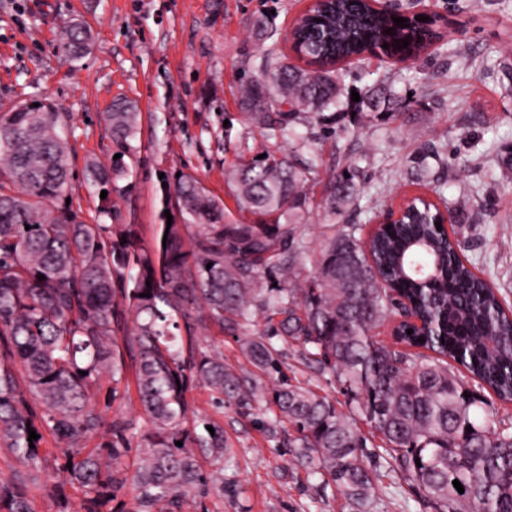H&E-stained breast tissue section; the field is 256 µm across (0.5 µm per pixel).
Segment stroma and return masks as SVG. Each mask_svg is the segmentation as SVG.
<instances>
[{
	"label": "stroma",
	"mask_w": 512,
	"mask_h": 512,
	"mask_svg": "<svg viewBox=\"0 0 512 512\" xmlns=\"http://www.w3.org/2000/svg\"><path fill=\"white\" fill-rule=\"evenodd\" d=\"M309 0H0V110L39 98L53 99L67 116L73 148L70 201L97 223L101 201L86 180L85 162L108 164L116 150L101 115L120 97L141 113L134 151L126 156L129 193L117 201L124 223L135 225L141 247H153L166 216L163 182L196 177L234 210L225 168L249 160L262 136L241 112L238 89L252 76L251 62L267 42L253 32L263 11L273 13L276 51L296 58L288 32ZM392 7L440 12L446 45L419 60L398 64L376 58L338 68L341 84L359 89L387 79L397 93V114L373 113L359 123L341 120L312 143L325 165L354 160L365 177L352 203L336 218L324 209L322 186L313 188L310 214L297 228L311 246L335 228L365 223L371 205L405 197L469 200L472 222L455 225L460 255L476 264L512 310V0H390ZM81 17L94 41L72 58L57 32ZM266 328L264 320L232 335L210 328L203 350L220 349L224 363L249 381L246 394L217 399L192 383L187 401L197 421L224 432V489L210 492L209 512H352L340 491L320 490L321 479L288 446L291 429L268 397L272 381L247 358L243 343ZM282 370L292 383L335 402L364 427L336 379L300 356L295 342H279ZM92 401L106 420L127 424L138 443L145 427L135 388L111 394L101 383ZM366 453L380 479L373 512H434L422 487L392 471L379 438Z\"/></svg>",
	"instance_id": "1"
}]
</instances>
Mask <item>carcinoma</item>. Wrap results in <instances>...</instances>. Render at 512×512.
Returning <instances> with one entry per match:
<instances>
[{
  "mask_svg": "<svg viewBox=\"0 0 512 512\" xmlns=\"http://www.w3.org/2000/svg\"><path fill=\"white\" fill-rule=\"evenodd\" d=\"M405 19L402 28L363 0H327L293 33L319 74L282 61L273 47L255 57L258 76L240 85V108L261 129L263 145L250 161L224 171L237 210L253 220L230 219L196 178L181 175L162 197L176 217L158 226L150 252L140 247L135 225L119 222L112 201V194L128 193L116 184L126 172L123 159L109 166L88 161L93 186L107 191L99 215L111 220L90 224L66 204L72 148L63 113L47 98L37 107L21 103L0 111V447L23 466L0 479V512H33L28 486L51 459L41 448L46 432L65 460L50 487L57 512H73L69 487L82 494L81 512H185L190 499L212 487L223 490V431L196 432L186 392L195 381L219 396L242 384L221 353L196 352L194 328L235 332L258 317L267 329L245 350L273 380L271 401L297 433L294 453L355 512H368L378 481L364 460L366 438L334 403L288 384L280 340L299 343L305 360L337 378L395 468L424 488L436 512H512V426L478 419L477 398L464 396L470 389L454 372L457 364L499 400L512 402V320L494 289L460 257L455 238L437 230V206L415 198L413 213L378 230L368 244L357 236V224L317 252L296 236L312 202L310 176L323 166L296 125L311 132L349 109L396 106L391 87L378 82L352 101L333 64L385 43L415 54L447 36L439 18ZM406 39L409 45L398 49ZM59 41L82 57L92 32L72 18ZM102 118L112 140L130 147L138 131L136 104L117 99ZM271 143L288 149L276 153ZM328 172L324 190L334 215L349 206L362 171L350 162ZM192 227L195 233L185 238ZM312 255L314 273L302 280L299 272ZM266 268L279 271L282 283L256 287ZM397 294L435 325L424 341L404 336L386 344L372 335L396 307ZM180 317L185 338L175 333ZM400 344L433 355L406 352ZM128 359L146 424L142 460L130 476L125 423H111L98 447L84 446L104 421L91 391L106 380L117 394ZM30 428L39 435L33 442ZM202 458L212 471L203 469ZM128 484L134 495L127 502L118 495Z\"/></svg>",
  "mask_w": 512,
  "mask_h": 512,
  "instance_id": "obj_1",
  "label": "carcinoma"
}]
</instances>
